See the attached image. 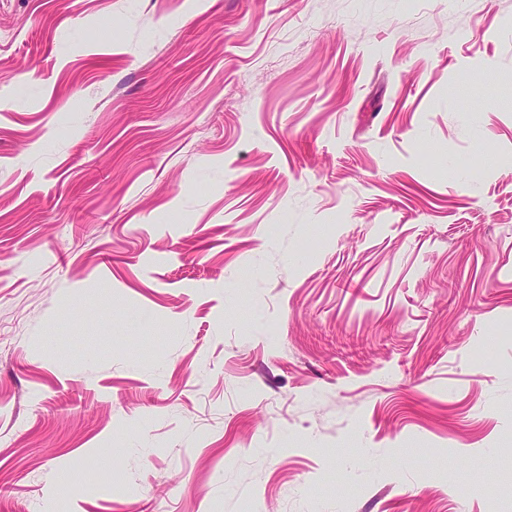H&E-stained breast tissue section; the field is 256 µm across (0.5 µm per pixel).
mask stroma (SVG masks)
<instances>
[{
  "instance_id": "stroma-1",
  "label": "stroma",
  "mask_w": 512,
  "mask_h": 512,
  "mask_svg": "<svg viewBox=\"0 0 512 512\" xmlns=\"http://www.w3.org/2000/svg\"><path fill=\"white\" fill-rule=\"evenodd\" d=\"M0 512H512V0H0Z\"/></svg>"
}]
</instances>
